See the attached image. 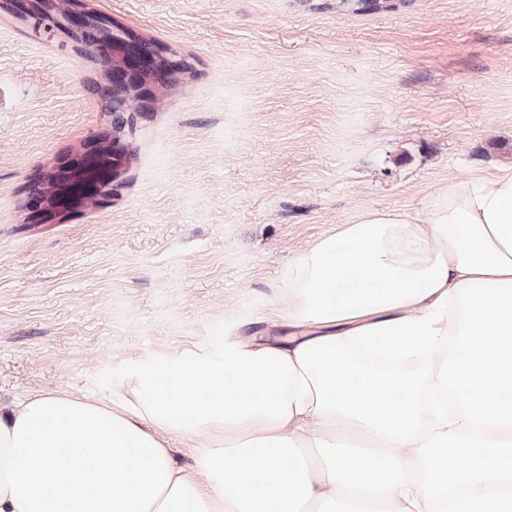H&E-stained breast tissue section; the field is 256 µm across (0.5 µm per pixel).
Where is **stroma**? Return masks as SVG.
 I'll use <instances>...</instances> for the list:
<instances>
[{"label": "stroma", "instance_id": "stroma-1", "mask_svg": "<svg viewBox=\"0 0 512 512\" xmlns=\"http://www.w3.org/2000/svg\"><path fill=\"white\" fill-rule=\"evenodd\" d=\"M192 70L116 196L26 223L23 188L106 134L86 56L0 8V404L96 393L130 354L287 335L289 260L363 211L512 167V0H87Z\"/></svg>", "mask_w": 512, "mask_h": 512}]
</instances>
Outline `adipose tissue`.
Here are the masks:
<instances>
[{"mask_svg": "<svg viewBox=\"0 0 512 512\" xmlns=\"http://www.w3.org/2000/svg\"><path fill=\"white\" fill-rule=\"evenodd\" d=\"M473 279H512V169L436 183L412 209L372 208L309 243L281 281L286 342L257 340L243 320L207 349L128 358L108 393L16 401L0 414V512H46L49 489L64 512H316L337 493L316 440L381 446L404 464L417 453L317 413L296 349L418 318ZM175 438L192 465L173 462Z\"/></svg>", "mask_w": 512, "mask_h": 512, "instance_id": "obj_1", "label": "adipose tissue"}]
</instances>
